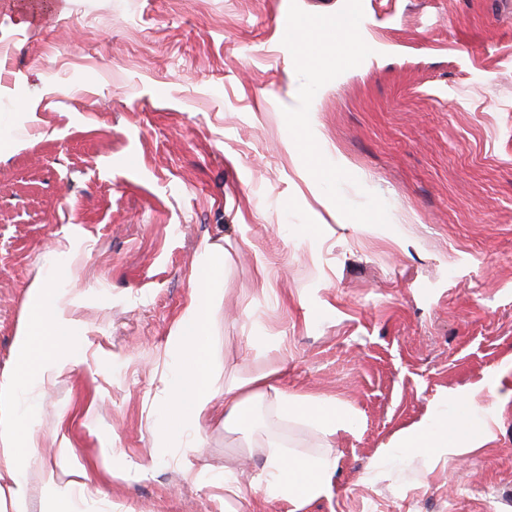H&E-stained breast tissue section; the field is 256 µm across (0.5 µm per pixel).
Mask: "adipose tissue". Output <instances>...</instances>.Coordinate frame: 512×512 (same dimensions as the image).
<instances>
[{"label":"adipose tissue","mask_w":512,"mask_h":512,"mask_svg":"<svg viewBox=\"0 0 512 512\" xmlns=\"http://www.w3.org/2000/svg\"><path fill=\"white\" fill-rule=\"evenodd\" d=\"M204 262L198 267L196 295L189 304L175 338L183 352V367L172 384L168 419L181 429L201 432L211 417L213 394L211 351L206 343V310L214 288L224 279V247L204 244ZM34 310L20 334L21 360L15 383L28 385L47 373H61L65 365L55 357L67 343L69 320L45 282L31 286ZM278 369L224 386V430L242 429L246 414L260 399L273 402L276 416L314 426L324 438H332L348 422L343 408L330 400H315L290 393L278 381ZM29 441L14 409L12 390L0 389V453L26 456ZM264 463L258 482L267 499L303 504L327 485L336 462L327 455H289L272 439L263 443Z\"/></svg>","instance_id":"1"}]
</instances>
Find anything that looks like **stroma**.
<instances>
[{
  "instance_id": "obj_1",
  "label": "stroma",
  "mask_w": 512,
  "mask_h": 512,
  "mask_svg": "<svg viewBox=\"0 0 512 512\" xmlns=\"http://www.w3.org/2000/svg\"><path fill=\"white\" fill-rule=\"evenodd\" d=\"M286 16L356 54L308 66ZM0 137V384L34 281L71 320L14 392L35 461L0 457V512H512V0H0ZM218 239L215 390L280 343L351 417L300 507L227 497L242 435L163 428ZM422 421L473 445L408 453Z\"/></svg>"
}]
</instances>
